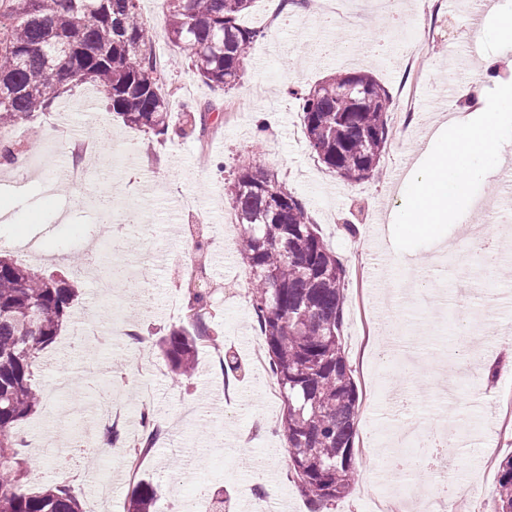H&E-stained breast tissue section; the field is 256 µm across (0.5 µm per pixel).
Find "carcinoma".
<instances>
[{"mask_svg": "<svg viewBox=\"0 0 512 512\" xmlns=\"http://www.w3.org/2000/svg\"><path fill=\"white\" fill-rule=\"evenodd\" d=\"M139 0H0V128L52 108L68 83H92L123 122L164 135L169 100ZM254 0H165L169 38L188 68L218 87L234 86L261 32L240 23ZM361 90L344 93L352 76ZM309 146L341 178L376 171L389 139L387 88L372 75L341 72L302 94ZM211 103L187 107L179 134L205 133ZM240 255L253 275L252 306L284 408L279 427L302 494L326 505L355 480L359 396L342 345L345 270L302 203L273 173L243 165L230 188ZM80 287L0 257V512H83L71 487L26 488L29 460L17 422L44 402L32 384L41 352L69 321ZM205 286L192 289L189 320L163 337L173 372L193 371L200 341L216 340L203 311ZM142 482L132 512H152ZM493 512H512V457L498 471Z\"/></svg>", "mask_w": 512, "mask_h": 512, "instance_id": "1", "label": "carcinoma"}]
</instances>
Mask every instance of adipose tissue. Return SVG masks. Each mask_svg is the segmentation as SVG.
Listing matches in <instances>:
<instances>
[{
  "mask_svg": "<svg viewBox=\"0 0 512 512\" xmlns=\"http://www.w3.org/2000/svg\"><path fill=\"white\" fill-rule=\"evenodd\" d=\"M506 107L512 109V89L486 102L478 117H459L437 128L428 163L414 164L408 172L400 219L407 234L428 235L436 225L467 222L468 215L459 205L473 175L472 162L500 159Z\"/></svg>",
  "mask_w": 512,
  "mask_h": 512,
  "instance_id": "adipose-tissue-1",
  "label": "adipose tissue"
}]
</instances>
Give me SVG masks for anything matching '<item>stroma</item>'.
Wrapping results in <instances>:
<instances>
[{"label":"stroma","instance_id":"obj_1","mask_svg":"<svg viewBox=\"0 0 512 512\" xmlns=\"http://www.w3.org/2000/svg\"><path fill=\"white\" fill-rule=\"evenodd\" d=\"M280 10L278 24L262 18ZM512 15V0H488L474 39H467L470 17L436 6L435 0H348L344 19L311 14L306 5L256 0L247 22L264 28L234 89L195 78L176 52H169L163 83L171 93L170 135L157 136L126 126L112 115L96 89L79 84L58 97L49 112L23 122L20 149L37 159L38 169H17L0 160V255L48 274H64L81 284L70 321L34 368L43 406L18 424L30 460L27 486L37 490L69 484L88 504L100 481L111 480L112 498L104 512H126L139 483L156 491L153 512H170L182 494L196 497L200 512H314L289 466L286 441L276 431L282 398H267L270 371L253 363L259 339L251 296V276L240 260L239 231L225 230L232 202L227 186L245 164L274 171L304 204L326 244L345 269L342 344L359 394L355 434L357 476L349 495L327 512H374L385 497L384 461L391 438L401 428L419 427L434 404L447 396L461 402L450 419L458 423L459 453L454 459L460 494L493 502L498 469L512 457V364L505 339L512 337V277L480 269L478 278L446 259L459 243L455 224L437 225L434 235H406L390 218L401 209L403 184L393 168L420 159L416 143L429 142L440 123L477 111L465 103L481 77L483 56L499 58L500 75L512 82V42H505L498 20ZM364 71L397 95L413 85L415 110L407 129L390 136L375 176L349 182L332 173L311 151L304 134L298 92L336 72ZM192 82L193 101L216 105L206 136L178 135L182 97L174 90ZM73 123L80 140L101 147L88 181L56 186L68 163L66 142L49 146L47 130L61 117ZM143 211L150 230L138 243L116 250L112 208ZM202 222L210 255L224 254V269L210 268L220 289L209 324L217 339L199 344L191 376L174 374L157 341L181 325L168 297L178 291L188 303L182 258L194 251L187 225ZM380 243L386 261L379 267L383 288L369 291L355 269L358 246ZM135 265L148 298L140 302L129 288L102 298L94 271L115 260ZM428 267L435 286L446 289L448 316L477 321L493 318L486 334L472 341L450 335L433 306L385 308L386 292L399 287L408 261ZM119 324L146 337L148 363L134 369L128 342L89 344L86 329ZM241 366L226 376L219 355ZM121 403L128 420L121 437L131 436L142 413L157 421L161 437L144 458L137 480L122 475V445L103 450L77 447L98 408ZM275 485L276 498L265 488Z\"/></svg>","mask_w":512,"mask_h":512}]
</instances>
